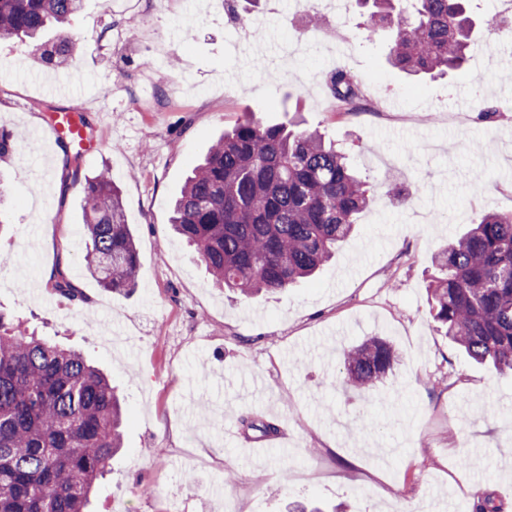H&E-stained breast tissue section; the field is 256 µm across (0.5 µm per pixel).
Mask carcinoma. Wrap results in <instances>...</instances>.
Wrapping results in <instances>:
<instances>
[{
	"mask_svg": "<svg viewBox=\"0 0 512 512\" xmlns=\"http://www.w3.org/2000/svg\"><path fill=\"white\" fill-rule=\"evenodd\" d=\"M471 0H355L368 9L365 37L385 33L387 62L409 75L461 69L476 48ZM82 0H0V39L66 29ZM78 40L61 37L58 67ZM337 111L366 109L353 73L328 77ZM372 202L365 183L317 130L265 125L245 112L217 139L172 206L171 224L221 288L249 300L283 291L329 262ZM86 261L102 288L134 285L137 248L112 171L85 179ZM433 318L468 357L512 374V212L477 216L433 261ZM55 290L84 296L57 270ZM399 354L366 338L344 351L343 383H381ZM122 408L109 379L82 353L29 335L0 316V512H87L121 447Z\"/></svg>",
	"mask_w": 512,
	"mask_h": 512,
	"instance_id": "obj_1",
	"label": "carcinoma"
}]
</instances>
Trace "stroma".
<instances>
[{
  "instance_id": "1",
  "label": "stroma",
  "mask_w": 512,
  "mask_h": 512,
  "mask_svg": "<svg viewBox=\"0 0 512 512\" xmlns=\"http://www.w3.org/2000/svg\"><path fill=\"white\" fill-rule=\"evenodd\" d=\"M282 0L248 50L224 0H83L70 33L92 77L90 154L52 148L58 69L34 42H0V131L23 146L0 169V315L82 351L117 386L124 447L90 512H512V376L468 359L429 313L435 254L479 213L512 211V49L477 0L484 49L464 72L412 77L365 40L353 6ZM342 38L310 29L312 17ZM355 72L375 112L331 110V66ZM494 104V118L477 107ZM294 119L344 150L375 200L312 281L251 300L216 288L170 224L171 203L241 113ZM109 165L138 252L136 283L101 288L84 259L86 177ZM63 270L84 295L43 283ZM368 336L400 359L376 387L339 383ZM288 428L264 447L259 424ZM467 467H459L460 457Z\"/></svg>"
}]
</instances>
